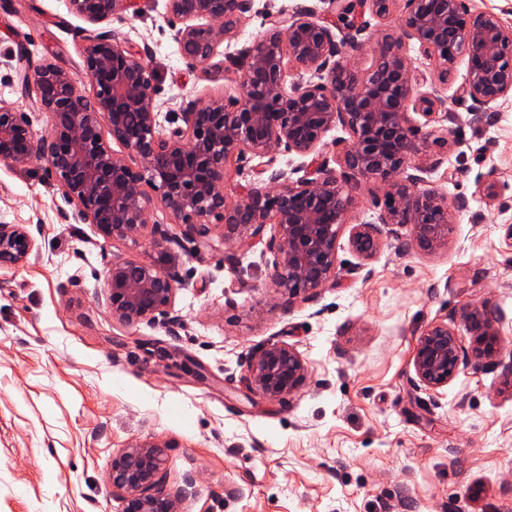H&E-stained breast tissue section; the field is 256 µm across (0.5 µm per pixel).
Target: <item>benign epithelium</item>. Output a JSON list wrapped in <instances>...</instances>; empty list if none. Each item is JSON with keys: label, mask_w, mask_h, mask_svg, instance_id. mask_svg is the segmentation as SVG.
<instances>
[{"label": "benign epithelium", "mask_w": 512, "mask_h": 512, "mask_svg": "<svg viewBox=\"0 0 512 512\" xmlns=\"http://www.w3.org/2000/svg\"><path fill=\"white\" fill-rule=\"evenodd\" d=\"M71 9L90 23L120 18L137 9L135 0H69ZM254 0H167L174 40L187 67L205 68L219 55L224 39L235 36L253 10ZM387 19L397 13L400 33L378 43L371 66L361 70L346 59L363 45L370 26L353 16ZM344 35L337 37L309 6L282 11L278 20L248 47L230 58L234 78L228 94L202 107L188 104L181 124L158 131L162 108L155 72L146 51L112 33L90 40L85 52L92 94L63 66L46 61L25 77L24 93L36 92L39 110L49 115V130L36 136L24 112L0 107V159L23 164L42 161L55 176L77 216L109 240H136L147 226L150 205L158 203L170 223L183 225L213 246V228L222 241L247 235L276 256L273 284L291 298L323 288L336 277V240L353 204L359 180L390 183L378 221L411 227L412 244L434 251L448 243L450 212L466 207L448 200L421 173H408L411 156L422 151L410 112L435 117L447 101L436 86L418 89L410 70V50L435 62V80L463 60L467 78L463 96L480 112L512 97V28L492 12H469L464 0H357L342 8ZM310 74L304 83L287 85L288 74ZM341 126L349 135L339 169L318 152L324 133ZM120 147L116 151L110 143ZM282 149L306 159L309 175L291 181L268 160L260 184L244 187L230 200L224 166L231 158H264ZM273 233L264 238L266 226ZM153 240L158 260L117 258L106 271V304L112 319L125 325L170 316L176 280L175 257ZM361 257L380 245L373 224L352 233ZM33 240L21 224H0V269L25 262ZM473 337L467 351L445 321H435L419 336L413 351L418 381L431 390L448 385L468 354L476 360L497 352L498 337L486 306L463 311ZM249 388L271 400L297 391L307 376L300 352L271 342L248 359ZM107 483L121 512H180L195 478L167 489L162 447L141 444L112 460Z\"/></svg>", "instance_id": "obj_1"}]
</instances>
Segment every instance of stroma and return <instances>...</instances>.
<instances>
[{
  "mask_svg": "<svg viewBox=\"0 0 512 512\" xmlns=\"http://www.w3.org/2000/svg\"><path fill=\"white\" fill-rule=\"evenodd\" d=\"M298 3L327 8L255 0L224 55ZM103 32L148 50L166 111L223 94V75L181 59L166 0L97 24L67 0H7L0 107L27 113L43 135L50 119L24 95V75L48 59L86 81L84 49ZM465 78L457 63L442 87L449 119L411 116L431 141L411 165L468 201L447 245L422 251L409 226L393 224L374 255H357L351 228L375 222L387 192L362 180L336 241L335 283L292 301L275 290L262 245L242 238L230 267L223 245L200 246L156 206L148 221L178 258L174 335L159 322L120 324L105 305L107 268L153 256L152 231L104 239L38 159L0 160V224L25 225L34 240L24 263L0 270V512H119L107 475L140 443L163 447L169 486L196 476L186 512H512V97L476 120ZM443 134L447 144L434 145ZM481 304L496 317L498 354L424 388L412 364L421 332L444 320L470 345L462 312ZM270 341L308 366L282 401L246 381L248 356Z\"/></svg>",
  "mask_w": 512,
  "mask_h": 512,
  "instance_id": "1",
  "label": "stroma"
}]
</instances>
